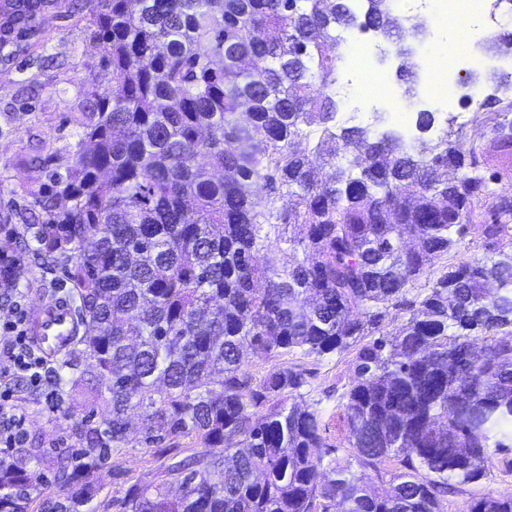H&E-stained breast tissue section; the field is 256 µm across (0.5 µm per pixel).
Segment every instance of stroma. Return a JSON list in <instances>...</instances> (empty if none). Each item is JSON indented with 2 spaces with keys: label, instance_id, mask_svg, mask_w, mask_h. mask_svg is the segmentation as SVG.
<instances>
[{
  "label": "stroma",
  "instance_id": "35a3bbf8",
  "mask_svg": "<svg viewBox=\"0 0 512 512\" xmlns=\"http://www.w3.org/2000/svg\"><path fill=\"white\" fill-rule=\"evenodd\" d=\"M71 2L70 11H49L40 33L27 44L0 49V258L17 261L22 269L16 283L0 285V325L12 320L15 313H29L40 301L68 295L69 285L61 267L46 263L33 252L22 251L19 240L29 235L33 193L49 185L52 174H66L75 162L83 141L86 103L92 95H105L116 88L112 68L87 26L88 0ZM469 72L464 65L454 71V105L447 112L437 113L431 136L442 135L448 128V119L457 113H475L479 104L494 93L491 81L468 82ZM410 82L415 90L413 98H401L396 104L372 103L357 112L340 108L337 124L352 118L366 126L372 124L377 112L386 113L388 125L394 129L400 128L402 120H415L423 109L429 85L423 72L416 68L411 71ZM464 133L496 172L492 189L512 193V160L500 154L488 128L473 121L465 125ZM498 253V247L486 242L478 226H470L447 254L431 257L424 274L386 308L381 333L395 332L405 324L412 303L428 293L447 267L470 256L490 258ZM353 358L350 350L320 360L298 352L287 357L288 363L305 370L306 383L300 394L305 400L319 401L326 423L325 436L335 445L345 442L339 394L355 376ZM77 373L81 377L78 387L66 383L56 392L49 384L35 387L22 378L11 383L13 398L24 417L21 445L38 451L37 458L28 463L35 478L28 512H41L43 502L60 493L59 461L79 448L77 429L97 426L99 414L106 407L108 394L91 360H80ZM147 428L142 417L131 415L129 443L113 454L109 467L95 474L99 491L86 503L87 512H120L118 501L134 484H161L170 496L179 494L178 483L164 473L168 458L141 443ZM486 469L487 474L480 481L464 485L448 497L445 512H469L475 499L512 492V451L491 453Z\"/></svg>",
  "mask_w": 512,
  "mask_h": 512
}]
</instances>
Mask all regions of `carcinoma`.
Returning <instances> with one entry per match:
<instances>
[{
    "instance_id": "obj_1",
    "label": "carcinoma",
    "mask_w": 512,
    "mask_h": 512,
    "mask_svg": "<svg viewBox=\"0 0 512 512\" xmlns=\"http://www.w3.org/2000/svg\"><path fill=\"white\" fill-rule=\"evenodd\" d=\"M68 4L0 0V46ZM90 12L118 92L90 99L91 148L34 194L28 229L79 302L57 379L85 354L112 377L104 429L59 472L76 486L44 512H81L96 493L84 477L129 443L130 411L161 454L185 437L203 450L165 469L180 497L134 484L121 512H315L321 500L323 512H444L491 451L512 448V336L497 335L512 327V253L448 267L399 331L374 333L423 274L426 255L403 244L441 255L475 220L490 241L512 236V195L490 188L459 133L410 146L336 125V29L406 55L422 25L391 0H370L361 21L344 0H90ZM497 90L479 112L512 110V83ZM260 181L274 194L264 205ZM272 235L292 263L269 252ZM478 333L485 355L471 350ZM245 344L355 350L348 449L326 442L319 402L287 403L304 374L280 362L252 378ZM391 460L401 471L380 492L371 474ZM32 487L22 459L0 458V512H26ZM470 512H512V493Z\"/></svg>"
}]
</instances>
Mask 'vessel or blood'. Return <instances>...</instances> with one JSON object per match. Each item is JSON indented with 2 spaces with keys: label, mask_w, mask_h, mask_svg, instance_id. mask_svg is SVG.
<instances>
[{
  "label": "vessel or blood",
  "mask_w": 512,
  "mask_h": 512,
  "mask_svg": "<svg viewBox=\"0 0 512 512\" xmlns=\"http://www.w3.org/2000/svg\"><path fill=\"white\" fill-rule=\"evenodd\" d=\"M73 332V312L65 301L41 303L28 316V338L43 357L52 358L65 351L72 343Z\"/></svg>",
  "instance_id": "1"
}]
</instances>
